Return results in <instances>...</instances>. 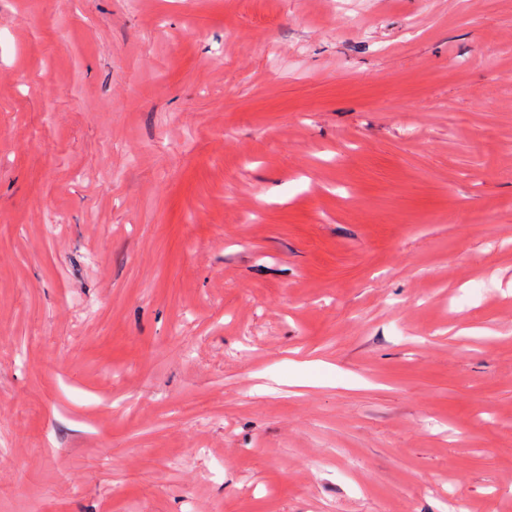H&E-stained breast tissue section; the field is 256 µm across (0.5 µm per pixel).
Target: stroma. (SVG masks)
Segmentation results:
<instances>
[{"mask_svg": "<svg viewBox=\"0 0 512 512\" xmlns=\"http://www.w3.org/2000/svg\"><path fill=\"white\" fill-rule=\"evenodd\" d=\"M449 495L512 512V0H0V512Z\"/></svg>", "mask_w": 512, "mask_h": 512, "instance_id": "35a3bbf8", "label": "stroma"}]
</instances>
